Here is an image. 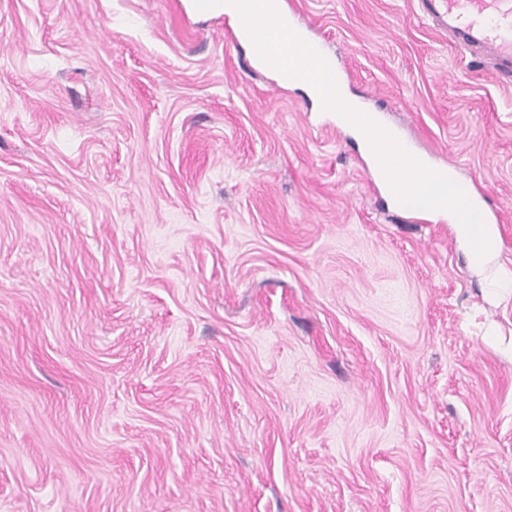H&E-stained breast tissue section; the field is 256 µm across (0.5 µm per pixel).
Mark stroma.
I'll list each match as a JSON object with an SVG mask.
<instances>
[{"label":"stroma","instance_id":"obj_1","mask_svg":"<svg viewBox=\"0 0 512 512\" xmlns=\"http://www.w3.org/2000/svg\"><path fill=\"white\" fill-rule=\"evenodd\" d=\"M189 0H0V512H512V295ZM502 208L512 81L415 0H282Z\"/></svg>","mask_w":512,"mask_h":512}]
</instances>
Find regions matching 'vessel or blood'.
I'll return each mask as SVG.
<instances>
[{"mask_svg":"<svg viewBox=\"0 0 512 512\" xmlns=\"http://www.w3.org/2000/svg\"><path fill=\"white\" fill-rule=\"evenodd\" d=\"M442 33L489 52L512 72V0H418Z\"/></svg>","mask_w":512,"mask_h":512,"instance_id":"obj_1","label":"vessel or blood"}]
</instances>
